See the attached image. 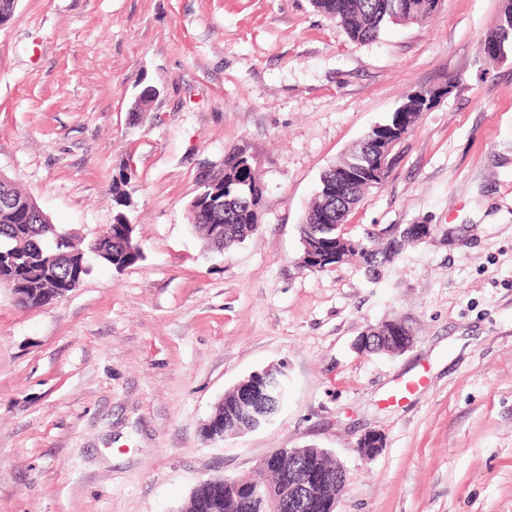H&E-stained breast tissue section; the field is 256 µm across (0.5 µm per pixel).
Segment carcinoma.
<instances>
[{
	"instance_id": "cac0c4a2",
	"label": "carcinoma",
	"mask_w": 512,
	"mask_h": 512,
	"mask_svg": "<svg viewBox=\"0 0 512 512\" xmlns=\"http://www.w3.org/2000/svg\"><path fill=\"white\" fill-rule=\"evenodd\" d=\"M312 3L316 10L335 19L347 36L357 42L377 39L391 23L421 22L436 12L431 0H312ZM483 41L496 42L512 53V0H501L496 23ZM396 111L398 114L390 115L381 124V130L403 121V131L412 133L413 123L421 114V108L413 104L408 94ZM376 135L378 131H369L364 140L337 163V167L349 168L355 174V180L346 186L347 205H342L336 199V167L325 170L320 177L317 196L304 217V223L299 225L300 237L307 238L314 234L321 239L320 259L310 262L315 272L349 260L357 261L369 271L375 270L392 262L405 248L417 243L415 238L403 236L392 225L366 230L357 237L345 232L349 214L364 192L375 186L367 178V171L372 155L370 139ZM130 180L131 175L122 174L112 181V195L120 206L130 204L127 190ZM210 183L221 188L224 208L193 215L189 221L211 245L218 249H230L252 235L261 223L263 184L254 173L251 162L240 158L237 152L224 159L222 174L207 176L201 181L205 186ZM11 193L16 205L11 208L0 206V250H12L18 254L40 252L44 261L49 263L48 271L57 281L74 278L75 266L71 265L67 254L80 250V247L66 234L44 223L35 210L26 208L29 196L25 192L14 186ZM212 224L224 225V244L220 245L214 240L210 229ZM124 229L125 219L119 215L107 229V234L116 243L112 244V258H99L103 265L123 269L142 260L143 253L138 242L133 240L125 248L118 244L123 239ZM45 280L47 277L43 268L20 264L12 272L10 287L18 294L28 293L46 287ZM389 334V325L385 324L359 341L358 347L368 353H392L394 349L382 340ZM240 396L241 393L236 390L226 393L212 416V420L226 434L247 429L253 423V418L240 408ZM315 463L329 477V482L315 493L323 498L341 497L345 486L343 468L327 455L318 456ZM210 512H262V508L258 502L242 495L232 497L226 492H219L213 495Z\"/></svg>"
}]
</instances>
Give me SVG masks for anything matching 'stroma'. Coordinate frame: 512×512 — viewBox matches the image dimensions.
<instances>
[{
  "label": "stroma",
  "instance_id": "1",
  "mask_svg": "<svg viewBox=\"0 0 512 512\" xmlns=\"http://www.w3.org/2000/svg\"><path fill=\"white\" fill-rule=\"evenodd\" d=\"M500 3L443 0L354 42L312 0H18L0 25V174L84 244L125 213L143 258L93 265L41 307L0 284V512H179L200 481L305 446L345 470L336 512H512V61L479 51ZM448 80L348 218L431 238L372 273L300 268L321 174ZM234 151L265 186L262 220L218 251L187 206ZM393 319L410 348L357 349ZM278 365L274 420L206 440L225 392Z\"/></svg>",
  "mask_w": 512,
  "mask_h": 512
}]
</instances>
